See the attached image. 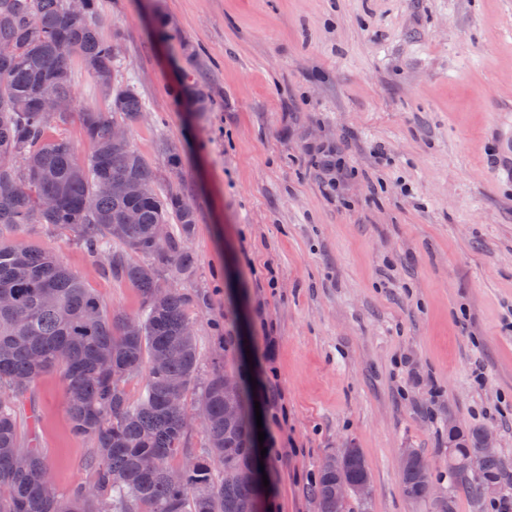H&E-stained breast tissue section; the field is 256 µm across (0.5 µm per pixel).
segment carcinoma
<instances>
[{
  "instance_id": "cac0c4a2",
  "label": "carcinoma",
  "mask_w": 512,
  "mask_h": 512,
  "mask_svg": "<svg viewBox=\"0 0 512 512\" xmlns=\"http://www.w3.org/2000/svg\"><path fill=\"white\" fill-rule=\"evenodd\" d=\"M85 12L67 0H0V158H20L24 167L0 165V224H53L77 234L86 251L106 256L108 270L138 289L142 314L107 309L80 278L54 255L29 243L0 239V512H250L257 487L249 469L252 424L244 386L229 368L198 382V351L185 315L187 297L164 284L163 270L191 271L185 241L198 216L184 197L161 193L150 164L129 138L112 135L128 128L146 108L133 88L116 81L119 51L98 37L97 0ZM80 57L108 97L106 111H84L81 124L91 151L79 156L66 138H50L49 125L66 114L45 111L47 95L74 97L70 64ZM146 182L149 193L131 196L122 187ZM136 212L133 224L125 222ZM179 225L175 234L173 225ZM118 240L144 262L112 253ZM60 371L74 434L94 445L88 465L94 487L59 496L49 481L41 449L20 447L17 408L10 396L25 392L43 374ZM146 372V393L130 402L125 384ZM199 386L196 414L208 442L194 466L174 468L187 457L192 425L184 398ZM235 415L224 416V404ZM493 455L484 473L471 477L448 467L454 481L467 482L476 499L486 484L493 498L512 510V481ZM413 499L426 496L427 473L402 475ZM332 475L321 469L311 484L320 512H336Z\"/></svg>"
}]
</instances>
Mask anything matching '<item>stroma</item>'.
Instances as JSON below:
<instances>
[{"label":"stroma","instance_id":"35a3bbf8","mask_svg":"<svg viewBox=\"0 0 512 512\" xmlns=\"http://www.w3.org/2000/svg\"><path fill=\"white\" fill-rule=\"evenodd\" d=\"M120 81L146 106L133 147L197 210L189 297L201 375L231 366L261 408L260 512H319L321 463L360 449L347 512H441L448 423L486 429L512 476V0H99ZM88 154L107 98L72 60ZM339 152L342 170L323 166ZM58 256L108 309L139 291L51 224L0 226ZM486 378L475 383L472 370ZM58 494L91 486L60 372L21 397ZM412 448L434 497L406 496Z\"/></svg>","mask_w":512,"mask_h":512}]
</instances>
